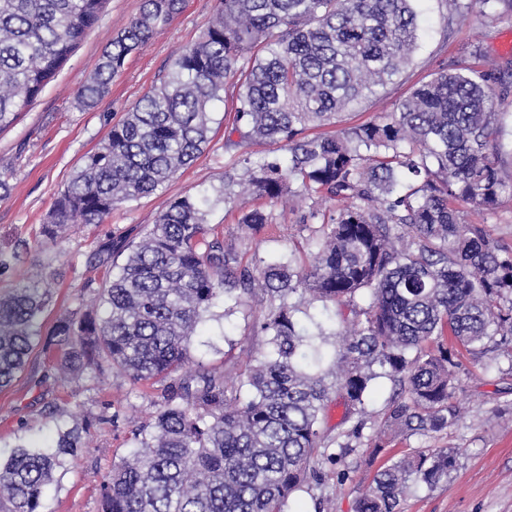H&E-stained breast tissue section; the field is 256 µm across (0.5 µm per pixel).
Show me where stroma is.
Segmentation results:
<instances>
[{"instance_id": "1", "label": "stroma", "mask_w": 512, "mask_h": 512, "mask_svg": "<svg viewBox=\"0 0 512 512\" xmlns=\"http://www.w3.org/2000/svg\"><path fill=\"white\" fill-rule=\"evenodd\" d=\"M140 5L141 0H108L98 24L57 77L13 127L0 133V173L10 185L8 195L0 197V293L56 272L55 304L44 317L48 325L77 305L98 307L96 293L84 290L83 284L103 277L85 264L99 238L146 229L174 197L212 192L223 181L225 165L238 157L225 148L235 93L229 85L224 102L215 107L204 153L165 188L114 209L104 223H73L57 245L40 243V225L85 155L98 147L111 123L159 83L172 60L197 41L218 0H184L181 12L126 58L103 100L94 109H82L75 101L76 89L95 71L106 44L137 16ZM416 8L420 40L406 76L391 86L384 101L363 104L343 115L338 128L392 111L431 73L476 65L477 54L497 60L503 68L512 67V51L503 48L506 37L512 35L511 18L494 21L475 11L452 19L443 0H416ZM259 204L252 191L244 190L232 209L219 205L208 215L209 226L238 248L243 263L275 261L287 256L293 246L306 245L309 232L300 221L304 204L273 205L277 222L272 226L250 230L239 224L240 213ZM262 310L256 300L229 316L223 306H216L193 338L194 366L220 372L245 359L248 350L264 349V337L254 335L251 327ZM61 359L58 353H35L24 374L0 391V460H6L19 444H39L54 438L58 429L89 423L87 448L77 463L59 470L43 512H98L100 483L113 462L132 450V429L154 415L157 390L132 385L113 374L67 382L59 377ZM459 360L462 390L458 399L463 414L454 426L427 436L391 435L388 447L376 456L369 448L356 449L347 458L349 478L342 483L336 479L335 465L317 457L321 481L295 493L289 512H355L360 493L388 457L445 446L460 451L456 469L446 483L413 493L401 504V512H512V354L499 355L490 369L466 353Z\"/></svg>"}]
</instances>
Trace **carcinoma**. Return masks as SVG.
Here are the masks:
<instances>
[{"instance_id": "obj_1", "label": "carcinoma", "mask_w": 512, "mask_h": 512, "mask_svg": "<svg viewBox=\"0 0 512 512\" xmlns=\"http://www.w3.org/2000/svg\"><path fill=\"white\" fill-rule=\"evenodd\" d=\"M512 16V0H448L450 15L472 4ZM106 0H0V132L13 126L56 77ZM183 0H142L138 15L104 50L78 88L91 109L128 55L179 13ZM413 0H219L201 39L160 83L113 124L56 198L39 237L61 241L77 218L100 224L120 205L149 196L209 144L213 106L237 78L231 132L240 146L266 142L279 153L224 169L216 194L170 201L136 238L108 235L87 257L106 272L98 288L106 317L78 307L49 332L39 321L53 302L45 278L0 295V389L36 349L62 353L76 377L119 373L134 385L160 383L156 412L132 432L135 449L100 484V512H286L310 480L319 449L338 466L352 448H383L367 437L375 380L392 383L384 425L409 436L459 420L456 353L489 360L512 336V247L485 214L512 183L501 175L503 122L482 65L441 70L393 111L336 134L309 135L355 106L383 98L413 61ZM246 186L272 203L320 200L342 206L309 226L312 250L252 267L235 246L209 238L206 216ZM239 223H273L255 208ZM252 323L267 350L239 369L178 374L191 338L219 299L229 316L253 297ZM451 344H446V341ZM247 398L241 399V391ZM344 407L346 429L331 435L323 411ZM86 428L58 430L44 446L19 445L0 462V512H42L57 471L79 457ZM457 448H417L379 470L357 512H399L412 487L448 481Z\"/></svg>"}]
</instances>
